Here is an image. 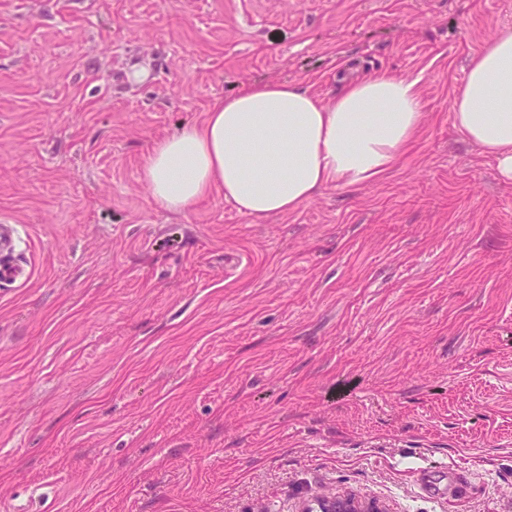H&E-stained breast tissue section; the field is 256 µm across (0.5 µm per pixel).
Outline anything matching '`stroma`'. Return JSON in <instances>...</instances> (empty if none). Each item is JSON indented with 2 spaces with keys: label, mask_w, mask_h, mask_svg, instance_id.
I'll return each instance as SVG.
<instances>
[{
  "label": "stroma",
  "mask_w": 512,
  "mask_h": 512,
  "mask_svg": "<svg viewBox=\"0 0 512 512\" xmlns=\"http://www.w3.org/2000/svg\"><path fill=\"white\" fill-rule=\"evenodd\" d=\"M503 26L512 0H0L31 270L0 285V512H512V183L451 111ZM354 69L420 81L380 181L265 220L149 198V149L218 99ZM301 512H391V510L377 499L325 494L307 503Z\"/></svg>",
  "instance_id": "1"
}]
</instances>
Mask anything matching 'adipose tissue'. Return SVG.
<instances>
[{"instance_id":"obj_1","label":"adipose tissue","mask_w":512,"mask_h":512,"mask_svg":"<svg viewBox=\"0 0 512 512\" xmlns=\"http://www.w3.org/2000/svg\"><path fill=\"white\" fill-rule=\"evenodd\" d=\"M453 124L512 182V29L471 57L451 102ZM425 124L417 80L388 71L323 99L287 80L217 101L203 124L156 141L142 180L159 206L185 212L212 190L255 219L291 213L329 187L376 182Z\"/></svg>"}]
</instances>
